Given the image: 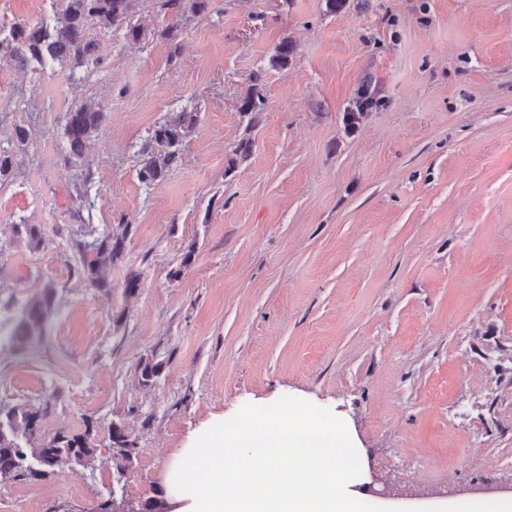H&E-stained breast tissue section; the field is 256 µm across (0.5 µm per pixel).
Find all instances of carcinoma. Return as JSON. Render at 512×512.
<instances>
[{
  "mask_svg": "<svg viewBox=\"0 0 512 512\" xmlns=\"http://www.w3.org/2000/svg\"><path fill=\"white\" fill-rule=\"evenodd\" d=\"M60 8L51 17L36 23H19L9 33L0 30V62L26 66L35 62L43 68L55 64L69 70L74 78L81 68L100 63L99 43L90 34L93 25L110 30L126 20L132 0H59ZM64 136L68 144L67 160L77 162L87 143L103 127L105 112L94 104L72 106L64 113ZM196 116L182 111L158 126L151 138L152 144L143 150V164L139 176L143 183L152 184L163 179L181 156L183 140L193 129ZM20 152L0 147V181L11 176L19 163ZM129 225L122 231L97 236L84 243V249L94 257L83 263V277L88 286L108 291L112 288L109 272L125 249ZM56 306V288L49 284L40 295L29 300L14 326L13 340L27 344L41 339ZM160 373V363L145 360L140 364V378L144 385L154 383ZM49 406L8 404L0 402V473L13 479L39 481L54 472V464L64 460L87 463L94 458L96 445L87 443L94 438L93 424L74 433L60 428L53 434L43 431V421ZM135 441L125 427L112 424L107 447L112 449L115 469H126L133 459ZM164 495L147 498L134 506L124 501L112 503L107 499L88 512H168Z\"/></svg>",
  "mask_w": 512,
  "mask_h": 512,
  "instance_id": "cac0c4a2",
  "label": "carcinoma"
}]
</instances>
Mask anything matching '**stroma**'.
Returning a JSON list of instances; mask_svg holds the SVG:
<instances>
[{
	"label": "stroma",
	"mask_w": 512,
	"mask_h": 512,
	"mask_svg": "<svg viewBox=\"0 0 512 512\" xmlns=\"http://www.w3.org/2000/svg\"><path fill=\"white\" fill-rule=\"evenodd\" d=\"M56 7L0 0V29ZM100 55L75 80L0 63V143L29 134L0 181V400L49 405V434L94 421L99 443L93 465L0 482V512L108 499L115 422L136 442L126 499L154 497L201 433L285 395L341 418L402 512L511 482L512 0H133ZM88 99L106 121L69 164L63 114ZM186 109L179 163L142 183V148ZM121 224L111 290L88 288L84 230ZM49 284L46 336L13 345Z\"/></svg>",
	"instance_id": "35a3bbf8"
}]
</instances>
